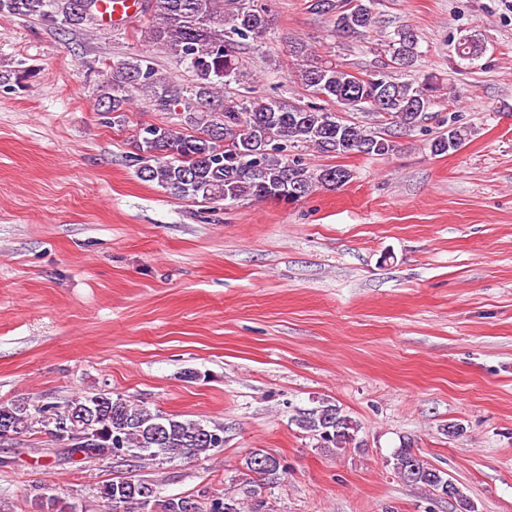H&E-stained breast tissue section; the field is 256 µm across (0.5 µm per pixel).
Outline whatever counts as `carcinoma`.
Instances as JSON below:
<instances>
[{"label": "carcinoma", "instance_id": "1", "mask_svg": "<svg viewBox=\"0 0 512 512\" xmlns=\"http://www.w3.org/2000/svg\"><path fill=\"white\" fill-rule=\"evenodd\" d=\"M356 0H309L308 9L333 20L341 36L363 39L375 25L376 0H362L369 10L353 14ZM152 16L145 31L151 42L168 50L193 72L194 81L181 88L171 84L145 56L112 64L98 85L97 105L108 123L125 124L131 106L143 100L159 112L175 116L174 124H140L135 128L138 178L185 198L205 203L238 204L243 201L293 203L315 188L344 186L351 172L341 166L309 168L300 152L347 156L388 154L394 141L345 120L327 108L334 104L345 112L379 115L397 130L416 127L434 106L438 87L433 76L401 81L385 69L359 75L327 59L312 60L303 42L289 45L300 61L296 77L315 101L290 105L254 96L238 101L224 98V85L240 69L236 48L259 45L270 26L268 11L259 0H149ZM0 14L34 18L59 27L80 26L85 19L74 12V0H0ZM418 35L408 26L393 33L385 53L391 68L412 71L418 60ZM456 55L471 60L482 52L476 42L463 38ZM464 130L449 127L430 142L431 153L459 150ZM296 183L301 197L281 194ZM64 410L88 419V428L71 439L67 458L117 457L128 463L164 464L173 458H207L224 447V429L197 420H179L152 411L110 393L80 396L66 402ZM0 418L18 432L31 431L26 401L0 404ZM298 427L325 448H345L357 440L358 424L335 404L321 403L296 418ZM267 452L255 448L244 458L241 481L256 498L252 512H261L262 488L279 483L285 474L281 462L264 467ZM393 469L402 480L456 504L458 512H473L462 489L428 464L405 442L392 456ZM141 476L117 477L103 485L100 498L112 502V512H179V496L143 501ZM197 512H244L242 502L225 491L199 504Z\"/></svg>", "mask_w": 512, "mask_h": 512}]
</instances>
